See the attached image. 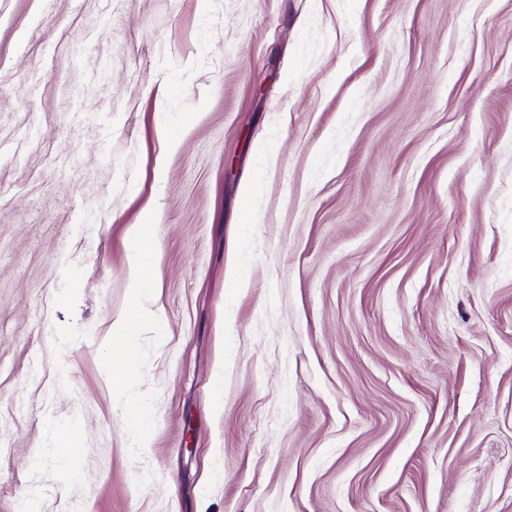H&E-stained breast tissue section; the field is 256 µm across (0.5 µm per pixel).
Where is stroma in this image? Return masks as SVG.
Returning <instances> with one entry per match:
<instances>
[{
  "label": "stroma",
  "instance_id": "obj_1",
  "mask_svg": "<svg viewBox=\"0 0 512 512\" xmlns=\"http://www.w3.org/2000/svg\"><path fill=\"white\" fill-rule=\"evenodd\" d=\"M31 498L512 512V0H0V512ZM148 225V224H147ZM146 224H133L129 227L128 234L133 243L132 253L130 255L131 264L133 267V290L139 295L145 291L144 286V263L143 253L144 245L146 244L145 231ZM137 407L138 414L135 417L134 424L135 429L133 433L134 440V448H132V452L142 451L148 446V416L145 412L142 411L140 402L136 400L134 397H128L126 400V409L131 407Z\"/></svg>",
  "mask_w": 512,
  "mask_h": 512
}]
</instances>
